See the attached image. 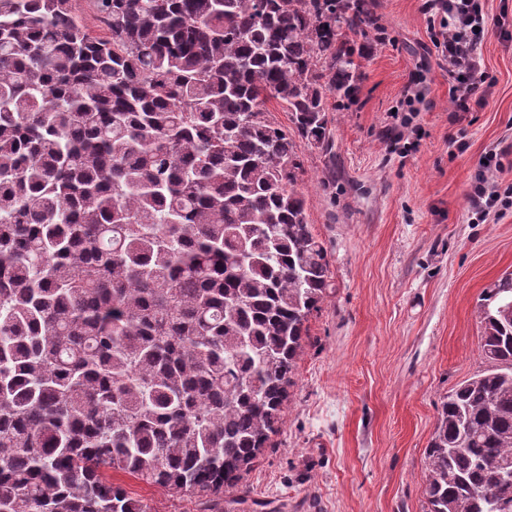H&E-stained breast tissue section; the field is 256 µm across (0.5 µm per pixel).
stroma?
<instances>
[{"label": "stroma", "mask_w": 512, "mask_h": 512, "mask_svg": "<svg viewBox=\"0 0 512 512\" xmlns=\"http://www.w3.org/2000/svg\"><path fill=\"white\" fill-rule=\"evenodd\" d=\"M381 37L355 96L329 114L332 148L295 138L298 186L331 286L309 318L285 422L235 512H426L424 456L441 398L484 368L479 303L512 273V206L473 219L486 156L512 185V0H485L483 104L457 112L426 0H373ZM425 98L401 125L406 87ZM152 512L206 501L117 475Z\"/></svg>", "instance_id": "1"}]
</instances>
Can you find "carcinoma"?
Segmentation results:
<instances>
[{
	"instance_id": "carcinoma-1",
	"label": "carcinoma",
	"mask_w": 512,
	"mask_h": 512,
	"mask_svg": "<svg viewBox=\"0 0 512 512\" xmlns=\"http://www.w3.org/2000/svg\"><path fill=\"white\" fill-rule=\"evenodd\" d=\"M0 0V512L224 500L284 423L327 251L292 135L329 148L365 0ZM441 399L427 512H512V277ZM112 479L122 483L131 496L143 499L151 507L152 512H216L221 510L217 508L210 511L209 508L214 507H210L205 500L182 496L129 476L112 473Z\"/></svg>"
}]
</instances>
